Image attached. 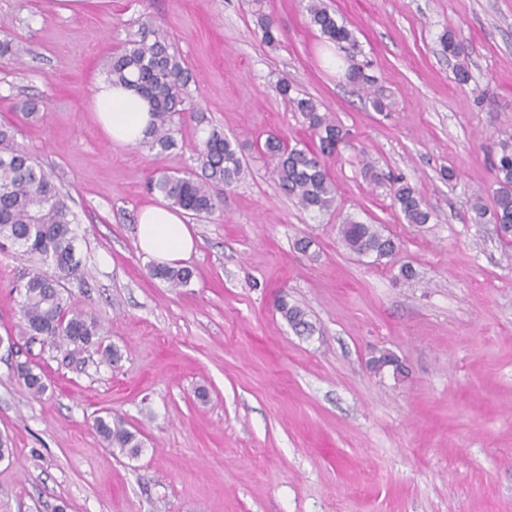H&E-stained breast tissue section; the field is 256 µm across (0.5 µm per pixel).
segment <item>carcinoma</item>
I'll return each instance as SVG.
<instances>
[{
    "instance_id": "1",
    "label": "carcinoma",
    "mask_w": 512,
    "mask_h": 512,
    "mask_svg": "<svg viewBox=\"0 0 512 512\" xmlns=\"http://www.w3.org/2000/svg\"><path fill=\"white\" fill-rule=\"evenodd\" d=\"M307 12L310 24L336 44L354 42V35L345 24L337 21L323 0H309ZM262 40L269 46L279 43L274 21L260 17ZM107 78L114 85L134 89L150 106L151 122L142 144L163 154L176 145V119L185 112L186 68L170 50L162 35L154 40L142 38L115 53L107 68ZM277 94L299 112L312 136L318 140L313 149L288 140L269 136L257 144L261 155L271 165L279 189L296 205L307 212L322 214L336 203V184L331 178L326 158L346 142L348 132L320 112L310 98L292 96V86L280 82ZM200 173L156 172L147 182V189L157 192L173 207L191 216L201 217L215 212L218 189L237 182L243 171L242 156L236 140L224 132L211 129L198 153ZM497 188L493 208L487 210L476 198L472 209L480 218L489 217L497 225L500 237L512 243V131H505L498 143L493 161ZM392 205L399 208L405 223L421 227L429 223L431 212L421 195L402 177L388 179ZM75 218L52 178L25 149L14 144V133L0 127V249L7 245L21 249L22 255L36 262L23 288L22 311L32 336L52 347L62 349L86 348L97 343L101 336L98 321L87 312L73 308L63 297V280L80 271L76 258L77 234ZM344 248L358 259L370 258L379 263L395 255L393 238L384 235L381 225L365 224L352 217L339 228ZM50 267L49 274L44 268ZM151 275L171 288L187 285L192 271L186 266L156 265ZM277 309L288 326L298 335L314 332L308 312L298 303L283 296ZM372 368L392 374L403 372L397 357L383 350L371 360ZM19 376L29 393L42 397L48 389L42 373L22 365ZM95 427L106 446L129 456L138 455L143 448L140 433L130 430L120 418L99 417Z\"/></svg>"
}]
</instances>
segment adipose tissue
I'll return each instance as SVG.
<instances>
[{"label": "adipose tissue", "instance_id": "ef3b65f1", "mask_svg": "<svg viewBox=\"0 0 512 512\" xmlns=\"http://www.w3.org/2000/svg\"><path fill=\"white\" fill-rule=\"evenodd\" d=\"M92 108L104 133L119 145L140 143L151 120L146 100L132 89L105 79L94 86ZM137 239L140 250L161 265H175L194 249L181 210L163 200L141 210Z\"/></svg>", "mask_w": 512, "mask_h": 512}]
</instances>
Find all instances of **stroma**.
<instances>
[{
	"label": "stroma",
	"mask_w": 512,
	"mask_h": 512,
	"mask_svg": "<svg viewBox=\"0 0 512 512\" xmlns=\"http://www.w3.org/2000/svg\"><path fill=\"white\" fill-rule=\"evenodd\" d=\"M324 2L355 44L311 26L308 0H82L68 15L58 0H0V42L23 51L0 58V124L67 197L82 268L64 297L120 355L28 340L19 287L32 264L0 253V437L12 448L0 512H512V245L472 210L477 194L492 206L512 131V0ZM157 30L190 73L177 146L160 156L111 143L91 110L112 55ZM354 65L385 111L347 81ZM283 80L350 134L328 162L337 194L324 214L283 195L257 151L270 134L313 142L275 91ZM26 101L38 105L28 118ZM213 127L240 144L244 174L214 214L187 219L193 276L174 290L149 273L137 215L160 199L151 173L196 170ZM367 159L417 188L430 224L403 221L386 184L365 178ZM349 215L382 225L390 262L342 247ZM404 264L415 281L399 278ZM283 295L312 335L281 318ZM381 349L404 379L371 368ZM24 361L45 376L41 398L17 375ZM105 413L140 432L138 457L106 447L94 429ZM277 309L288 326L298 335H311L314 332L313 323L309 320L308 312L298 303L288 302L282 296L277 303Z\"/></svg>",
	"instance_id": "stroma-1"
}]
</instances>
